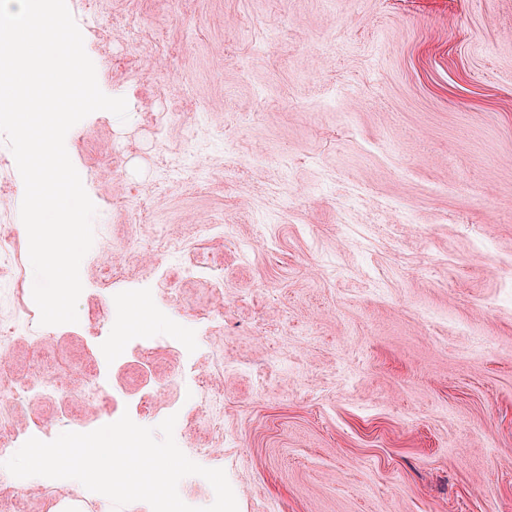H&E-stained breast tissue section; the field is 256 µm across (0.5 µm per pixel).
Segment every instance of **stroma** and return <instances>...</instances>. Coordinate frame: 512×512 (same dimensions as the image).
Wrapping results in <instances>:
<instances>
[{
    "mask_svg": "<svg viewBox=\"0 0 512 512\" xmlns=\"http://www.w3.org/2000/svg\"><path fill=\"white\" fill-rule=\"evenodd\" d=\"M90 2L85 51L128 119L93 112L65 145L111 246L81 263L78 323L15 337L10 378L56 372L73 432L182 410L238 512H512V0ZM161 111L199 122L160 129ZM202 215L226 233L202 237ZM160 225L183 257L154 252ZM139 288L145 335L184 325L195 361L98 359ZM99 364L112 401L91 406ZM203 371L219 430L191 415ZM128 335H130V333L127 331L126 319L121 316L118 320H114L112 315V319L108 318L105 321H103L100 327L99 336H97V344L99 346H102L109 343L112 339L113 356L114 353H117L122 348L125 341L132 337ZM117 339L124 340L123 344L117 346L115 344V341Z\"/></svg>",
    "mask_w": 512,
    "mask_h": 512,
    "instance_id": "obj_1",
    "label": "stroma"
}]
</instances>
